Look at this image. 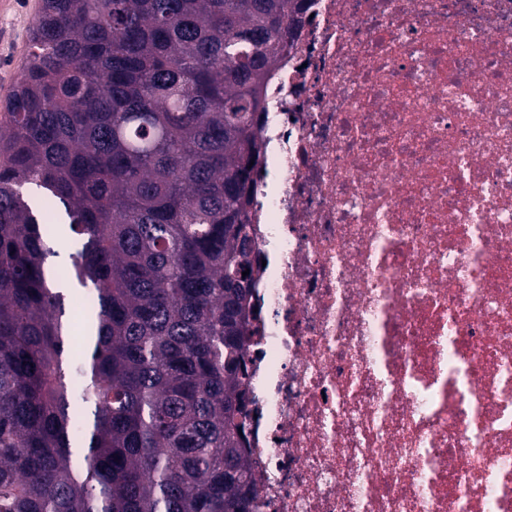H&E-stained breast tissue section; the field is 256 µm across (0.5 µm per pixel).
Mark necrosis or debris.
I'll return each mask as SVG.
<instances>
[{
    "label": "necrosis or debris",
    "mask_w": 512,
    "mask_h": 512,
    "mask_svg": "<svg viewBox=\"0 0 512 512\" xmlns=\"http://www.w3.org/2000/svg\"><path fill=\"white\" fill-rule=\"evenodd\" d=\"M259 135L256 512H512V0H305Z\"/></svg>",
    "instance_id": "1"
}]
</instances>
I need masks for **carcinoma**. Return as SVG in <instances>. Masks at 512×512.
<instances>
[{
	"instance_id": "obj_1",
	"label": "carcinoma",
	"mask_w": 512,
	"mask_h": 512,
	"mask_svg": "<svg viewBox=\"0 0 512 512\" xmlns=\"http://www.w3.org/2000/svg\"><path fill=\"white\" fill-rule=\"evenodd\" d=\"M300 11L43 0L0 122V512H255L250 186Z\"/></svg>"
}]
</instances>
